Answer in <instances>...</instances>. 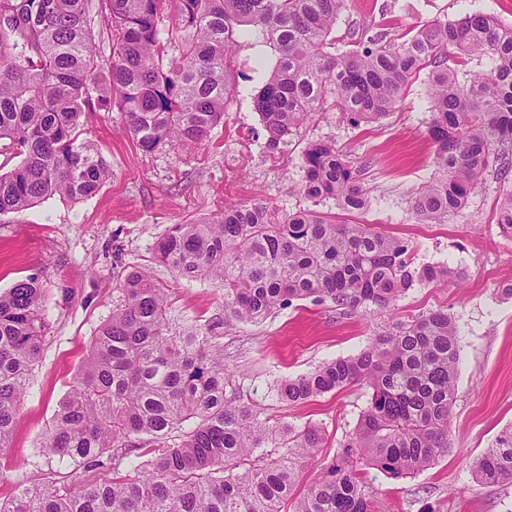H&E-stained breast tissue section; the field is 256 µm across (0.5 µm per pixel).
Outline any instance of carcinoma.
I'll return each instance as SVG.
<instances>
[{"instance_id": "cac0c4a2", "label": "carcinoma", "mask_w": 512, "mask_h": 512, "mask_svg": "<svg viewBox=\"0 0 512 512\" xmlns=\"http://www.w3.org/2000/svg\"><path fill=\"white\" fill-rule=\"evenodd\" d=\"M103 2L112 27L106 65L95 51L91 0H0V141L20 158L0 172V216L55 195L99 191L111 165L78 140L81 118L97 108L125 112L145 152L205 140L236 93L234 51L247 30L276 53L254 97L268 144L288 143L327 101L356 126L378 121L428 67L436 176L414 198L418 222L448 223L488 172L503 182L512 173V26L493 16L436 19L389 38L362 29L352 33L356 48L336 54L331 34L346 0ZM167 4L176 12L168 34ZM450 48L462 64L488 59L490 70L460 75L448 66ZM303 169L308 197L333 199L346 211L368 207L357 171L335 146L309 144ZM497 224L512 238L511 188L501 195ZM154 251L179 278L219 288L224 315L179 326L169 289L151 269L131 270L43 448L87 468L107 458L112 480L21 486L0 501V512H377L366 468L412 477L450 450L460 332L443 309L394 322L360 353L277 384L288 404L355 383L369 390L342 452L301 492L298 478L323 445V427L272 421L260 405L227 394L231 372L217 339L223 326L257 324L295 300L371 315L417 285L462 280L466 270L418 267L401 238L262 201L175 224ZM45 307L36 276L0 292V453L41 357ZM472 472L484 485L512 483V426Z\"/></svg>"}]
</instances>
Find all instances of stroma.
I'll list each match as a JSON object with an SVG mask.
<instances>
[{"instance_id":"1","label":"stroma","mask_w":512,"mask_h":512,"mask_svg":"<svg viewBox=\"0 0 512 512\" xmlns=\"http://www.w3.org/2000/svg\"><path fill=\"white\" fill-rule=\"evenodd\" d=\"M488 14L512 25V0H348L336 21V49L350 50V31L402 33L436 18ZM274 56L251 38L236 50L238 93L224 124L196 147L142 151L119 109L86 113L80 140L102 150L112 177L93 197L55 196L0 217V291L38 275L49 325L42 356L16 418L10 447L0 454V500L20 484L77 487L104 482L111 466H62L42 452L60 400L80 372L125 276L151 266L170 287L176 315L203 324L223 313L222 293L207 282H188L154 262L153 245L174 224L199 222L225 203L260 200L282 211L329 213L350 224H369L413 246L418 263L444 262L468 271L463 285L415 287L392 315L344 317L331 305L297 300L257 324L231 323L220 338L224 362L235 373L244 403L263 405L274 420L321 424L327 434L315 465L341 450L365 409L369 392L354 384L302 404L280 402L278 380L311 372L325 362L359 353L389 318L408 320L431 308L448 310L460 330L457 399L449 421L451 448L427 470L394 479L368 469L379 512H512V483L474 480L472 463L502 429L512 425V238L497 225L503 184L487 173L466 206L444 224L418 223L412 201L435 173L429 74L421 72L385 118L354 126L331 106L300 125L287 144L271 147L253 97ZM332 143L360 171L370 204L340 211L334 200L315 201L299 190L303 151Z\"/></svg>"}]
</instances>
